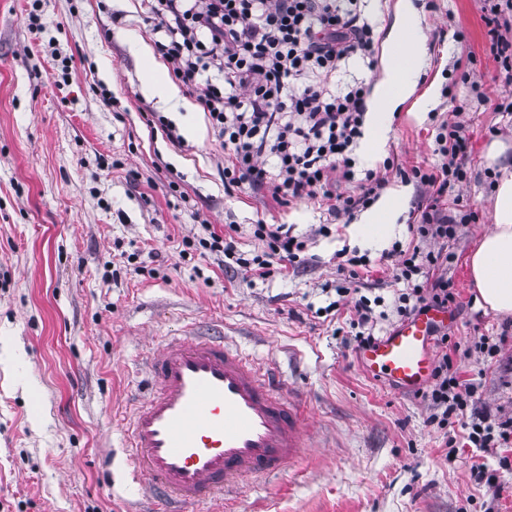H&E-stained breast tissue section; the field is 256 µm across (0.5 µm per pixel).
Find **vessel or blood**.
<instances>
[{"label": "vessel or blood", "instance_id": "b4317fda", "mask_svg": "<svg viewBox=\"0 0 512 512\" xmlns=\"http://www.w3.org/2000/svg\"><path fill=\"white\" fill-rule=\"evenodd\" d=\"M444 321L436 309L406 320L357 351L362 369L404 391L423 387ZM149 375L154 390L125 425L126 464L148 473L151 493L170 507L280 475L309 446L302 400L223 338H180L151 361Z\"/></svg>", "mask_w": 512, "mask_h": 512}]
</instances>
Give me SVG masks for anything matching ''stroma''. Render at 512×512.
<instances>
[{
  "mask_svg": "<svg viewBox=\"0 0 512 512\" xmlns=\"http://www.w3.org/2000/svg\"><path fill=\"white\" fill-rule=\"evenodd\" d=\"M426 34L419 89H431L427 120L393 114L383 158L358 157L361 170L384 157L387 192L403 191L390 241L352 236L353 219L329 221L325 203L284 205L249 185L224 188V147L194 96L165 101L145 91L143 52L153 49L141 0H43L42 28L24 21L28 0H0V512H133L140 486L124 463L121 421L149 390V352L189 331L222 332L261 366L277 368L303 393L312 449L279 478H251L237 498L200 500L196 512H512V466L501 448H446L413 392L367 376L348 341L349 312L325 315L342 282L337 251L378 261L393 243L418 245L408 231L424 193L401 171L438 165L433 119L464 106L473 152L462 190L475 223L448 242L442 274L457 304L448 333L463 343L512 333V316L485 309L469 258L492 225L494 141L512 162V96L489 54L485 0H414ZM463 31L457 39L455 31ZM71 67L56 82V56ZM476 58L479 90L465 81ZM110 101H103V94ZM172 123L168 141L148 112ZM179 185V195L168 190ZM284 224L305 239L308 262L265 279L224 274L216 254H183L182 241L234 225L237 249L261 253L257 221ZM330 233L316 235L320 224ZM403 282L392 270L365 274L379 298L376 334L397 325ZM481 402L512 411V345L495 361L463 359ZM485 463L501 496L473 483Z\"/></svg>",
  "mask_w": 512,
  "mask_h": 512,
  "instance_id": "stroma-1",
  "label": "stroma"
}]
</instances>
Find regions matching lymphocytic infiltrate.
Segmentation results:
<instances>
[{
  "instance_id": "f902f5d3",
  "label": "lymphocytic infiltrate",
  "mask_w": 512,
  "mask_h": 512,
  "mask_svg": "<svg viewBox=\"0 0 512 512\" xmlns=\"http://www.w3.org/2000/svg\"><path fill=\"white\" fill-rule=\"evenodd\" d=\"M361 0H142L153 21L154 45L172 73L194 94L224 146V183L267 190L278 202L320 200L330 215L371 207L385 189L387 158L380 172L356 179L353 151L364 135L368 90L361 83L336 87L330 77L352 62L373 65L374 30ZM490 54L512 81V0H487ZM438 166H415L410 176L426 194L413 224L427 251L393 246L396 279L407 288L396 313L406 318L429 306L447 307L456 294L435 271L447 265V245L457 225L473 220L464 211L460 189L468 181L472 144L460 116L434 129ZM359 181L357 194H338V182ZM253 236L263 244L254 256L239 253L232 236L209 232L201 247L222 255L228 271L259 278L271 274V258L295 262L306 243L281 224L257 223ZM366 260H340L339 290L352 302L350 323L358 346L371 344L374 310L363 295L359 267ZM441 353L421 394L431 426L448 429L467 418L466 439L478 448L512 447V414L479 406L471 382L453 364L457 343L436 336Z\"/></svg>"
}]
</instances>
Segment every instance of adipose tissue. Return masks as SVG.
<instances>
[{
	"label": "adipose tissue",
	"instance_id": "obj_1",
	"mask_svg": "<svg viewBox=\"0 0 512 512\" xmlns=\"http://www.w3.org/2000/svg\"><path fill=\"white\" fill-rule=\"evenodd\" d=\"M421 18L413 0H397L396 16L381 49L382 74L368 103L362 150L373 159L384 151L394 110L409 99L418 86L424 61ZM504 147L491 142L486 157L498 165V181L492 221L494 229L484 236L470 257V273L484 305L492 312L512 314V164L502 162ZM401 194L393 192L355 226L358 236L382 241L393 230V218Z\"/></svg>",
	"mask_w": 512,
	"mask_h": 512
}]
</instances>
